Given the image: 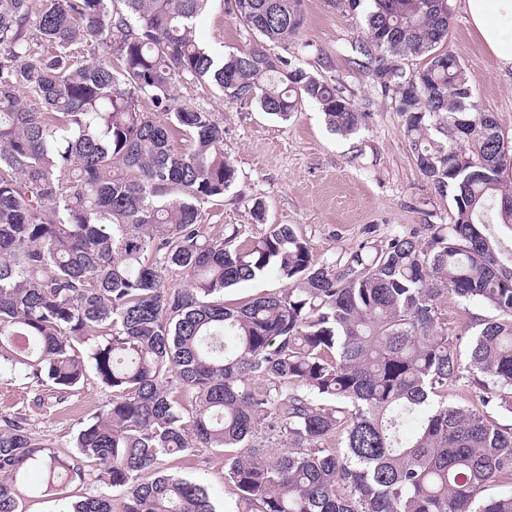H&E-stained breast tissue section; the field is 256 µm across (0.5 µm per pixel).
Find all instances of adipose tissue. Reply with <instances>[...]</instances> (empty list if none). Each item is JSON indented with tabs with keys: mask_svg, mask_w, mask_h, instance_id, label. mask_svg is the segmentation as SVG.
<instances>
[{
	"mask_svg": "<svg viewBox=\"0 0 512 512\" xmlns=\"http://www.w3.org/2000/svg\"><path fill=\"white\" fill-rule=\"evenodd\" d=\"M470 18V35L483 45L497 67L512 70V26L504 23L512 18V0H461Z\"/></svg>",
	"mask_w": 512,
	"mask_h": 512,
	"instance_id": "obj_1",
	"label": "adipose tissue"
}]
</instances>
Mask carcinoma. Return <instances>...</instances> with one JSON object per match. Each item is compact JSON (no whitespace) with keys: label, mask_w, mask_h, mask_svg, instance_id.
Here are the masks:
<instances>
[{"label":"carcinoma","mask_w":512,"mask_h":512,"mask_svg":"<svg viewBox=\"0 0 512 512\" xmlns=\"http://www.w3.org/2000/svg\"><path fill=\"white\" fill-rule=\"evenodd\" d=\"M210 2L0 0V373L66 393L91 370L113 392L69 460L24 415L0 417V512H18L33 466L47 493L100 487L68 512H113L116 495L122 512H218L203 482L160 469L201 451L223 453L233 512H512V428L489 415H512V247L493 232L512 231V145L439 50L449 0H371L351 50L452 194V223L321 264L288 224L247 249L234 227L205 234L237 170L224 127L176 85L282 119L308 99L342 134L367 113L266 52L299 33L304 0H225L261 43L223 56L198 37ZM269 273L280 288L224 304ZM449 299L490 312L464 351ZM459 385L479 406L448 403Z\"/></svg>","instance_id":"carcinoma-1"}]
</instances>
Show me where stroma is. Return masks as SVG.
Segmentation results:
<instances>
[{
	"instance_id": "1",
	"label": "stroma",
	"mask_w": 512,
	"mask_h": 512,
	"mask_svg": "<svg viewBox=\"0 0 512 512\" xmlns=\"http://www.w3.org/2000/svg\"><path fill=\"white\" fill-rule=\"evenodd\" d=\"M306 22L299 35L270 54H288L299 64L345 86L367 117L349 136L332 132L317 105L304 103L282 120L262 112L257 103H240L214 92L178 86L181 104L213 112L224 127V154L237 170L235 184L223 202L204 206L201 223L208 236H223L237 227L235 247L250 245L264 226L253 218L254 201L266 206L269 223L287 224L311 244L315 262L349 256L362 246H380L397 232L447 224L452 199L440 195L418 170L403 133V119L392 100L375 88L353 61L351 43L361 35V13L338 7L336 0H304ZM451 23L442 50L453 54L476 80V101L494 113L502 133L512 142V71L499 69L470 35L461 0H450ZM204 43L229 53L254 41L253 35L224 13V0H213L201 25ZM95 374L66 395L25 380L0 375V417L25 414L33 434L60 458L73 455L79 427L98 415L111 400ZM171 474L202 480L217 507L230 505L224 487V458L207 452L187 458L167 456Z\"/></svg>"
}]
</instances>
